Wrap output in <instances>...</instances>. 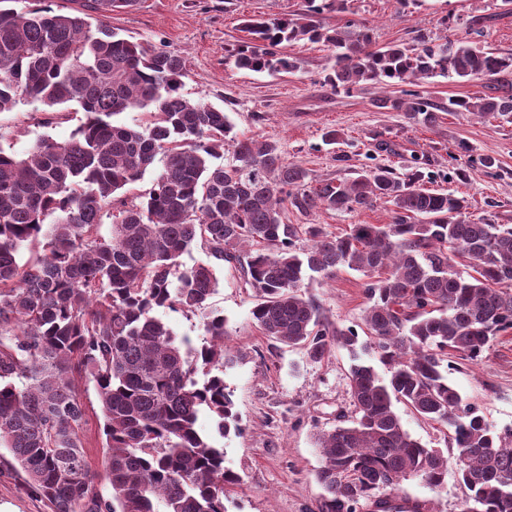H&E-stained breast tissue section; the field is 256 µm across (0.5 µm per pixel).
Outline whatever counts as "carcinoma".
<instances>
[{
    "mask_svg": "<svg viewBox=\"0 0 512 512\" xmlns=\"http://www.w3.org/2000/svg\"><path fill=\"white\" fill-rule=\"evenodd\" d=\"M131 2L92 0L81 16L0 8V112L75 101L86 114L68 141L42 138L24 158L0 149V446L26 487L52 512H227L238 477L197 421L209 411L223 436L236 422L224 385L234 355L209 300L216 263L243 261L254 323L313 362L335 343L353 347L358 334L333 326L302 293L304 281L342 268L366 278L361 350H375L388 375L353 352L354 415L316 437V512H403L395 502L409 501L404 480L434 490L450 466L467 490L463 512H512V429H493L448 383L456 361H479L512 330V226L474 219L465 198L388 165L311 186L277 142L241 137L224 110L184 97L181 56L90 22L91 11ZM348 2L304 0L288 16L249 19L248 40L228 56L240 69L288 74L300 61L279 45L320 43L333 52L332 90L400 86L377 107L425 126L442 106L416 87L434 77L493 82L476 101L449 100L450 112L512 114V53L424 33L377 48L368 25L325 21ZM129 110L146 120H117ZM226 145L231 159L219 163ZM158 156L154 187L136 202L117 199ZM379 202L391 206V223L334 233L283 220L290 207L353 213ZM303 238L310 245L300 248ZM197 242L208 260L187 267L180 257ZM39 246L43 255L20 262ZM161 307L201 315L203 344L177 338L154 315ZM82 379L100 401L102 476L83 451ZM397 403L444 426L455 459L414 439Z\"/></svg>",
    "mask_w": 512,
    "mask_h": 512,
    "instance_id": "1",
    "label": "carcinoma"
}]
</instances>
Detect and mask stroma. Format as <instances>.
<instances>
[{"label": "stroma", "instance_id": "stroma-1", "mask_svg": "<svg viewBox=\"0 0 512 512\" xmlns=\"http://www.w3.org/2000/svg\"><path fill=\"white\" fill-rule=\"evenodd\" d=\"M302 0H135L133 6L106 14L104 21L123 37L163 48L185 58L188 73L182 94L223 109L239 135L277 142L284 156L305 168L312 182L353 177L378 164L397 172L419 170L430 189L465 197L472 217L512 224V116L479 118L466 112L439 113L423 126L404 113L375 106L381 89L366 85L332 91L324 83L331 60L327 47L305 42L283 43L280 53L299 58L295 74H270L236 68L227 58L233 45L247 37L243 23L253 16H285ZM357 20L374 27L378 46L412 43L417 32L443 35L445 26L479 45L512 53V10L501 0H351ZM474 15L489 16L480 33L464 26ZM431 100L476 98L485 92L481 80L436 77L419 87ZM85 116L77 103L53 109L20 102L0 113V148L24 156L38 138H70ZM336 143H324L327 131ZM470 152H462L461 144ZM495 161L486 169L480 158ZM292 224H321L336 232L351 224L391 222L389 207L378 205L353 213L317 209L307 214L289 210ZM218 287L210 300L223 314L224 343L241 356L224 370L232 395L236 430L220 435L208 412L198 429L224 450V465L239 477L230 491L227 512H315L321 489L314 473L321 464L314 437L351 416L347 377L350 352L332 347L321 362L308 360L299 347L263 336L251 317L255 293L239 264L217 268ZM365 279L342 269L331 277L307 282L315 299L335 325L362 329ZM448 381L496 429L512 428V332L498 336L480 361L449 370ZM88 423L81 433L90 469L102 473L105 438L100 430V403L94 384L80 385ZM405 430L429 448L450 446L446 428L427 421L405 404H397ZM10 453L0 447V512H51L48 502L30 493L7 464ZM413 499H431L437 512H461L466 497L455 473L441 489L431 490L420 478L402 483Z\"/></svg>", "mask_w": 512, "mask_h": 512}]
</instances>
